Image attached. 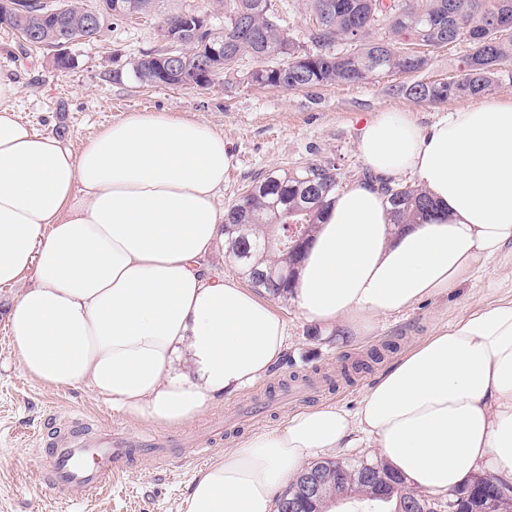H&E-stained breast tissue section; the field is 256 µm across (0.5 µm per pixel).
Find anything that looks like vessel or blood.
I'll return each mask as SVG.
<instances>
[{"label": "vessel or blood", "mask_w": 512, "mask_h": 512, "mask_svg": "<svg viewBox=\"0 0 512 512\" xmlns=\"http://www.w3.org/2000/svg\"><path fill=\"white\" fill-rule=\"evenodd\" d=\"M138 453L125 435L103 431L96 437L65 435L47 441L46 477L56 493L85 500L109 489Z\"/></svg>", "instance_id": "obj_1"}]
</instances>
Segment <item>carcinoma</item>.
Returning a JSON list of instances; mask_svg holds the SVG:
<instances>
[{"label": "carcinoma", "mask_w": 512, "mask_h": 512, "mask_svg": "<svg viewBox=\"0 0 512 512\" xmlns=\"http://www.w3.org/2000/svg\"><path fill=\"white\" fill-rule=\"evenodd\" d=\"M163 0H112L113 14L97 27L82 24L85 7L80 0H57L48 5L32 0V14L22 17L0 15V26L17 31L30 44L54 40L58 27L75 41H93L104 27L133 16H149ZM67 5L66 12L45 16L38 11H54ZM224 7V23L205 27L195 43L186 46L183 66L200 70L206 78L203 61L196 53L202 43L224 48V82L239 79L249 85L297 90L333 85L365 84L380 76L418 73L426 70L431 58L401 55L396 45L409 41L443 47L459 40L470 45V52L459 60L458 79L449 82L417 81L399 91L418 103H444L452 98L475 97L490 93L504 75L512 72V32L497 30L490 19L497 14L512 18V0H393L386 17L379 0H308L310 17L317 27H308L297 36L279 24L277 0H217ZM385 26L379 33V26ZM312 44L303 49L300 38ZM237 58L250 56L255 67L243 73ZM138 83L150 85L163 79L162 63L144 53L132 62ZM346 175L327 162L273 170L249 183L233 204L225 208L224 224H242L238 231H224L225 251L240 273L255 288L269 296L288 298L297 275L300 258L296 239L310 240L316 225ZM393 223L411 224L433 206L418 184L383 185ZM269 268L282 278L270 284L258 273ZM320 473L322 485L316 499L307 498L293 482L279 501L294 497L299 512H327L330 505L348 498L367 504L394 503L389 512H433L430 500L406 488L403 480L383 463H351L328 460L303 469ZM486 489L508 487L502 478L483 474L467 484L448 491L458 512H484L486 501L474 484Z\"/></svg>", "instance_id": "cac0c4a2"}]
</instances>
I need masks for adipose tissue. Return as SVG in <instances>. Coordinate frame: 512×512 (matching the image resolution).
<instances>
[{
	"label": "adipose tissue",
	"instance_id": "adipose-tissue-1",
	"mask_svg": "<svg viewBox=\"0 0 512 512\" xmlns=\"http://www.w3.org/2000/svg\"><path fill=\"white\" fill-rule=\"evenodd\" d=\"M17 93L0 73V286L31 281L8 311L20 371L85 385L155 427L192 421L265 375L285 353L286 323L206 265L224 239L223 134L144 112L76 150L22 122ZM358 148L374 175L416 177L434 209L393 227L383 196L354 179L318 225L292 300L353 345L512 259V99L425 129L389 112L366 123ZM359 434L419 490L448 492L483 468L512 477V298L434 327L356 411L309 410L225 450L196 473L185 512H275L276 489L306 460Z\"/></svg>",
	"mask_w": 512,
	"mask_h": 512
}]
</instances>
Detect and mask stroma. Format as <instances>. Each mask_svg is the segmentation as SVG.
Instances as JSON below:
<instances>
[{"instance_id":"stroma-1","label":"stroma","mask_w":512,"mask_h":512,"mask_svg":"<svg viewBox=\"0 0 512 512\" xmlns=\"http://www.w3.org/2000/svg\"><path fill=\"white\" fill-rule=\"evenodd\" d=\"M159 18L113 24L97 40L70 47L75 65L56 69L47 48L25 43L0 27V72L19 85L15 108L38 132L59 136L80 148L103 127L136 112L165 111L191 116L222 131L232 155L221 206H229L258 176L274 168L328 161L353 175L364 167L358 150L361 125L385 112L408 114L421 127L462 106L459 98L440 104L415 102L396 93L399 85L458 74L465 42L437 50L422 74H397L355 86L285 91L244 83L144 87L131 62L161 48ZM21 285L0 288V512H184L191 481L203 466L223 456L236 439L274 429L289 416L336 405L356 410L367 389L398 353L424 338L441 321L472 308L485 296L482 284L466 286L455 297L426 301L384 320L375 338L362 345L323 336L287 299L271 305L288 324L284 357L239 394L220 399L194 421L157 428L112 409L84 386L51 388L24 376L9 340L6 311ZM382 350L381 363L344 379L342 359L363 360ZM79 421L87 435L120 430L136 440L176 437L180 446L166 460L144 451L103 494L83 501L55 496L44 484L40 438L68 433Z\"/></svg>"}]
</instances>
